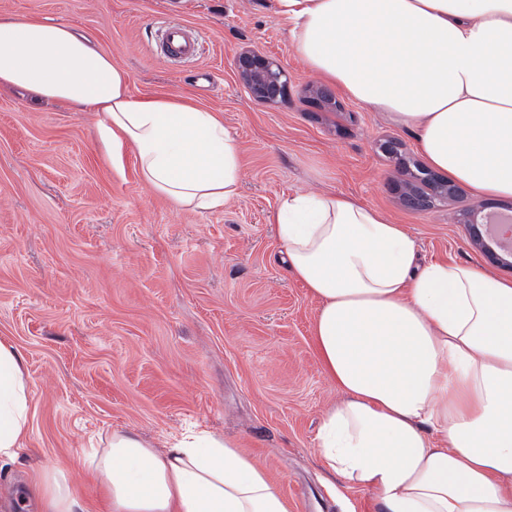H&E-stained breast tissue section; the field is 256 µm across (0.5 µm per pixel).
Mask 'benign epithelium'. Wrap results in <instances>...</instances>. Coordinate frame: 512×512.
<instances>
[{"instance_id":"1","label":"benign epithelium","mask_w":512,"mask_h":512,"mask_svg":"<svg viewBox=\"0 0 512 512\" xmlns=\"http://www.w3.org/2000/svg\"><path fill=\"white\" fill-rule=\"evenodd\" d=\"M239 78L251 98L262 103H274L288 91V76L280 62L258 51H243L236 57ZM310 98L321 109L334 107L337 99L322 87H313ZM402 201L412 209L426 210L436 203L456 198L460 190L451 182L434 177L427 171L421 177L407 180L401 186ZM487 205L472 207L457 213L454 220L465 226L469 240L478 247H486V225L474 220L477 212Z\"/></svg>"}]
</instances>
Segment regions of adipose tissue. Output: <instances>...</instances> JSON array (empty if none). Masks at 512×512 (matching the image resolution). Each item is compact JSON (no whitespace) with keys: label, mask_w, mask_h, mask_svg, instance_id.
Returning <instances> with one entry per match:
<instances>
[{"label":"adipose tissue","mask_w":512,"mask_h":512,"mask_svg":"<svg viewBox=\"0 0 512 512\" xmlns=\"http://www.w3.org/2000/svg\"><path fill=\"white\" fill-rule=\"evenodd\" d=\"M298 57L321 80L411 130L426 163L487 199L512 198V0H272ZM0 84L102 113L121 167L179 207L215 210L241 180L237 143L214 113L134 99L126 73L70 26L0 18ZM277 235L318 306L312 342L342 399L317 450L382 512H512V281L445 260L345 194L282 199ZM29 377L0 341V463L28 437ZM84 464L105 512H289L265 470L206 433L164 453L113 432ZM40 512H86L65 469L27 487Z\"/></svg>","instance_id":"1"}]
</instances>
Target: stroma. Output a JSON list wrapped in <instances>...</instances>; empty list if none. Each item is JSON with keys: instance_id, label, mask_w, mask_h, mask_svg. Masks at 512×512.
Segmentation results:
<instances>
[{"instance_id": "obj_1", "label": "stroma", "mask_w": 512, "mask_h": 512, "mask_svg": "<svg viewBox=\"0 0 512 512\" xmlns=\"http://www.w3.org/2000/svg\"><path fill=\"white\" fill-rule=\"evenodd\" d=\"M0 16L87 35L134 98L221 114L242 163L224 207L178 209L144 183L133 154L113 167L99 115L0 86V339L23 354L32 391L24 462L0 468V512H36L20 494L53 465L68 468L88 512H103L85 452L115 431L161 450L191 429L253 455L290 512H377L372 493L344 489L320 464L321 418L341 394L313 353L317 304L282 261L274 216L294 192L350 194L403 225L422 260L512 280L450 218L481 197L405 207L398 158L381 145L397 140L421 167L414 137L345 97L315 109L316 78L271 0H0ZM174 23L198 39L194 58L154 53L157 28ZM252 48L287 69L285 99L245 91L235 60Z\"/></svg>"}]
</instances>
